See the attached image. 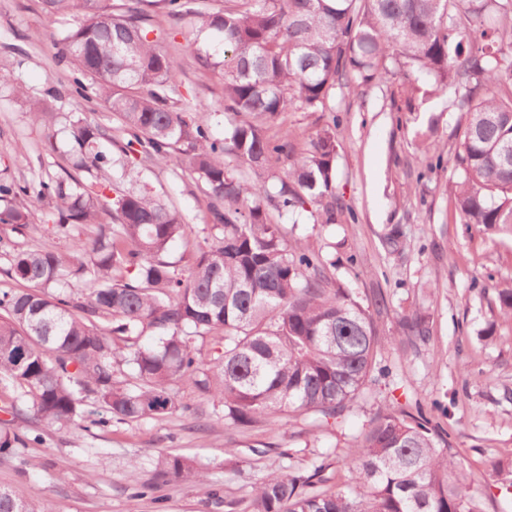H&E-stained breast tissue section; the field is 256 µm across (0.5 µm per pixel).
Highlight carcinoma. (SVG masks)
<instances>
[{"label":"carcinoma","mask_w":512,"mask_h":512,"mask_svg":"<svg viewBox=\"0 0 512 512\" xmlns=\"http://www.w3.org/2000/svg\"><path fill=\"white\" fill-rule=\"evenodd\" d=\"M161 2L186 23L197 63L219 77L231 116L224 136L213 133L210 106L182 95L178 62L142 0H43L51 15L83 11L62 38L82 75L74 92L102 101L127 141L115 159L103 148L113 142L107 130L77 120L72 148L91 181H0L1 224L24 229L29 205L47 199L55 236L98 225L67 253L0 239L5 273L25 284L0 295V385L19 388L46 430L83 419L86 393L100 404L93 425L173 412V384L199 374L226 427L308 413L336 421L364 386L389 377L379 351L391 344L405 353L427 328L404 315L398 336L379 335L336 279L335 254L290 238L270 212L322 226L346 213L335 186L339 118L327 103L336 88L382 82L395 67L408 105L419 92L413 74L434 94H454L463 129L448 192L463 223L512 233V0H224L211 11L195 0ZM294 109L330 113L297 160L289 134L267 133ZM133 155L147 165L182 156L208 199L212 233L192 245L186 265L169 254L186 238L181 213L146 186H116L115 167ZM205 335L219 348L204 356L194 342ZM121 362L133 379L117 377ZM349 457L345 488L329 486L323 460L265 474L251 512H478L448 433L419 406L378 410ZM157 479L196 483L203 474L170 453ZM0 512L35 509L0 489Z\"/></svg>","instance_id":"cac0c4a2"}]
</instances>
